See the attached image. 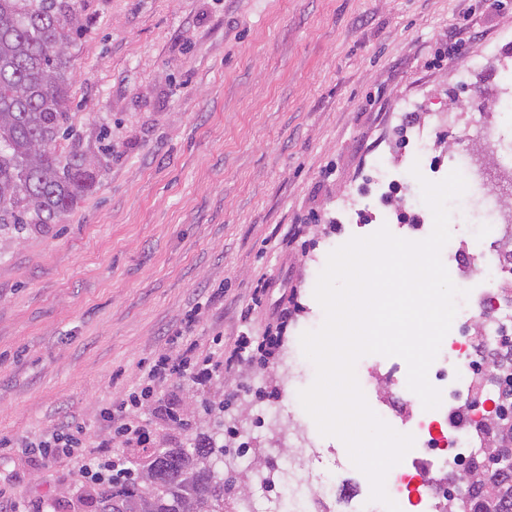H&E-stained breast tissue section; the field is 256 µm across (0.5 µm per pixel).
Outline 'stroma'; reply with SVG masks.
Here are the masks:
<instances>
[{"label": "stroma", "instance_id": "stroma-1", "mask_svg": "<svg viewBox=\"0 0 512 512\" xmlns=\"http://www.w3.org/2000/svg\"><path fill=\"white\" fill-rule=\"evenodd\" d=\"M84 31L68 49L69 110L96 186L57 223L0 235V491L24 512H95L80 463L31 451L71 421L109 435L105 412L139 389L195 315L200 349L223 355L241 331L263 335L282 301L299 310L273 360L237 373L172 376L135 408L157 448L192 447L210 426L190 407L223 402L251 456L276 469L281 438L302 437L340 487L362 473L322 436L298 393L314 365L300 337L324 311L314 289L350 238L428 208L412 167L468 155L512 193L469 132L512 56V0H71ZM483 51L473 98L445 62ZM407 127L424 155L396 145ZM405 172L397 195L358 192L376 163ZM261 276L275 288L254 300ZM221 344H214L215 336ZM174 409L161 414L158 404Z\"/></svg>", "mask_w": 512, "mask_h": 512}]
</instances>
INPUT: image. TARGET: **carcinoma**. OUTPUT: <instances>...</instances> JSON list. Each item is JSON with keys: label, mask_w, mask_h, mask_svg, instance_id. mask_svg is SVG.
Segmentation results:
<instances>
[{"label": "carcinoma", "mask_w": 512, "mask_h": 512, "mask_svg": "<svg viewBox=\"0 0 512 512\" xmlns=\"http://www.w3.org/2000/svg\"><path fill=\"white\" fill-rule=\"evenodd\" d=\"M81 28L67 0H0V232L52 224L95 185L96 159L76 140L68 112L67 51ZM483 473L445 512H512V413H499L484 442ZM226 448H155L97 490L98 512H224Z\"/></svg>", "instance_id": "obj_1"}]
</instances>
